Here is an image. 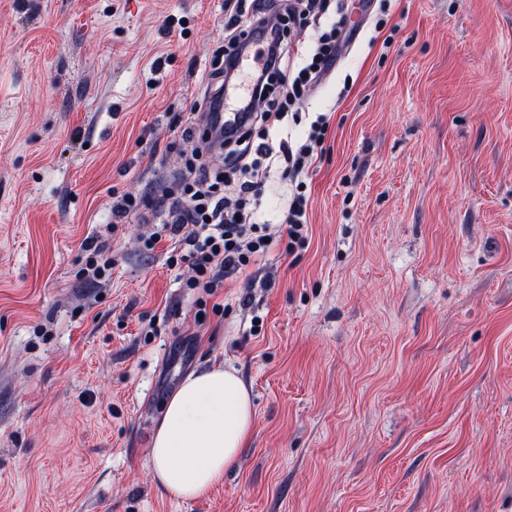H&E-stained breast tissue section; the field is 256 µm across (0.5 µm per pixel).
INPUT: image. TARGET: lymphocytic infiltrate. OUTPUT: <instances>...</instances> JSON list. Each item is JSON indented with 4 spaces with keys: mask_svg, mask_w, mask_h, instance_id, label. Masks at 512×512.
Wrapping results in <instances>:
<instances>
[{
    "mask_svg": "<svg viewBox=\"0 0 512 512\" xmlns=\"http://www.w3.org/2000/svg\"><path fill=\"white\" fill-rule=\"evenodd\" d=\"M268 0H237L227 18L231 51L257 54L259 64L252 75L251 95L243 110L248 118L235 136L224 139L228 170L209 174L205 168L192 169L181 192L164 195L162 204L171 218L170 231L180 249L170 263L190 261L194 275L190 287L215 295L224 275L240 271L256 262L268 249L265 226L251 223L246 205L257 196L258 178L273 152H280L295 183L288 208L285 233L287 248L302 243L308 232V197L302 175L324 151L329 128L327 114L311 122L302 144L280 140L279 144H254V129L269 130L282 122L295 105L304 100L319 78L335 63L343 46L349 20L348 0H288L285 12L267 16ZM328 26H321V19ZM315 24L311 46L288 56L284 46L287 25ZM287 74L288 84L273 92L270 79Z\"/></svg>",
    "mask_w": 512,
    "mask_h": 512,
    "instance_id": "1",
    "label": "lymphocytic infiltrate"
}]
</instances>
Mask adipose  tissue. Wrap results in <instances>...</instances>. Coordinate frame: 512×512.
I'll list each match as a JSON object with an SVG mask.
<instances>
[{
  "mask_svg": "<svg viewBox=\"0 0 512 512\" xmlns=\"http://www.w3.org/2000/svg\"><path fill=\"white\" fill-rule=\"evenodd\" d=\"M254 421L251 390L236 370L218 365L189 374L155 430V481L178 499L205 494L246 448Z\"/></svg>",
  "mask_w": 512,
  "mask_h": 512,
  "instance_id": "1",
  "label": "adipose tissue"
}]
</instances>
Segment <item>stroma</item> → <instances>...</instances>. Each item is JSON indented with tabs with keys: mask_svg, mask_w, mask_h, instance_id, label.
<instances>
[{
	"mask_svg": "<svg viewBox=\"0 0 512 512\" xmlns=\"http://www.w3.org/2000/svg\"><path fill=\"white\" fill-rule=\"evenodd\" d=\"M225 0H0V512H512V0H392L296 105L331 115L305 242L228 276L169 265ZM256 224L293 192L263 173ZM112 269L85 270V239ZM236 369L253 434L179 500L165 403Z\"/></svg>",
	"mask_w": 512,
	"mask_h": 512,
	"instance_id": "1",
	"label": "stroma"
}]
</instances>
